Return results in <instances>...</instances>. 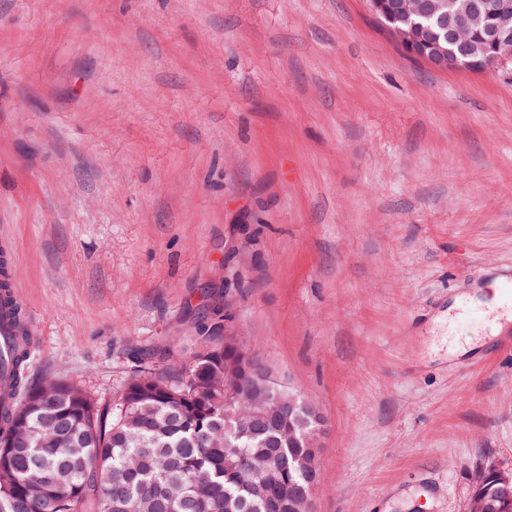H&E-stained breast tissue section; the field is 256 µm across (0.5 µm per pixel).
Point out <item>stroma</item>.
Segmentation results:
<instances>
[{
	"label": "stroma",
	"instance_id": "obj_1",
	"mask_svg": "<svg viewBox=\"0 0 512 512\" xmlns=\"http://www.w3.org/2000/svg\"><path fill=\"white\" fill-rule=\"evenodd\" d=\"M25 375L101 402L243 337L326 420L313 512H468L512 472V64L367 0H0V237ZM499 296L496 292H492V298L488 299L486 294H483L482 305L489 308L493 314V319L490 321L491 334H495L500 328V321L510 319L508 306L512 307V277L505 279V281L498 284ZM504 302L506 305H504Z\"/></svg>",
	"mask_w": 512,
	"mask_h": 512
}]
</instances>
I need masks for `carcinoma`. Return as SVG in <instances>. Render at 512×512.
I'll use <instances>...</instances> for the list:
<instances>
[{"instance_id": "obj_1", "label": "carcinoma", "mask_w": 512, "mask_h": 512, "mask_svg": "<svg viewBox=\"0 0 512 512\" xmlns=\"http://www.w3.org/2000/svg\"><path fill=\"white\" fill-rule=\"evenodd\" d=\"M382 27L413 32L419 52L446 45L436 24L412 28L387 5ZM173 373L144 368L112 406L66 379L33 386L24 376L28 335L0 336V512H265L271 488L309 512V481L291 460L318 435L300 398L269 456L262 436L239 430L252 413L243 359L208 344ZM479 499L512 512V478L476 482Z\"/></svg>"}]
</instances>
